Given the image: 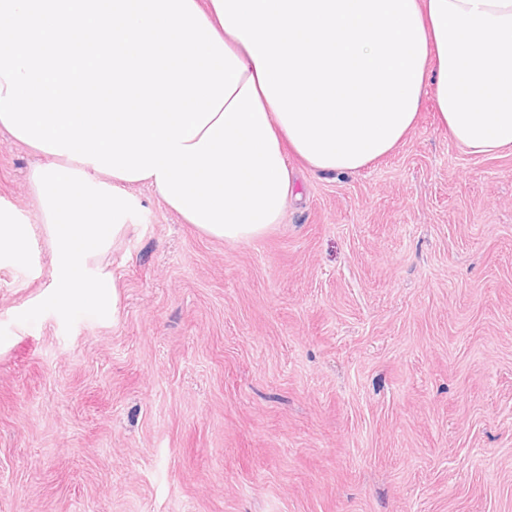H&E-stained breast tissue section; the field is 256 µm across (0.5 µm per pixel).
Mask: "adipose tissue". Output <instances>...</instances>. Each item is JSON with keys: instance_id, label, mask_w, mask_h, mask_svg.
Masks as SVG:
<instances>
[{"instance_id": "ef3b65f1", "label": "adipose tissue", "mask_w": 512, "mask_h": 512, "mask_svg": "<svg viewBox=\"0 0 512 512\" xmlns=\"http://www.w3.org/2000/svg\"><path fill=\"white\" fill-rule=\"evenodd\" d=\"M254 78L281 159L350 174L391 153L424 99L474 155L512 150V0H194ZM27 183L57 295L106 307L89 277L120 232L129 181L42 153ZM30 224L0 207V259L23 264Z\"/></svg>"}]
</instances>
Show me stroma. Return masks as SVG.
<instances>
[{"label": "stroma", "instance_id": "1", "mask_svg": "<svg viewBox=\"0 0 512 512\" xmlns=\"http://www.w3.org/2000/svg\"><path fill=\"white\" fill-rule=\"evenodd\" d=\"M0 135V512H512V150L424 102L353 174L293 160L281 224L209 238L145 186L65 307ZM32 228L29 223L19 221L13 210L0 207V260L22 265L28 255Z\"/></svg>", "mask_w": 512, "mask_h": 512}]
</instances>
